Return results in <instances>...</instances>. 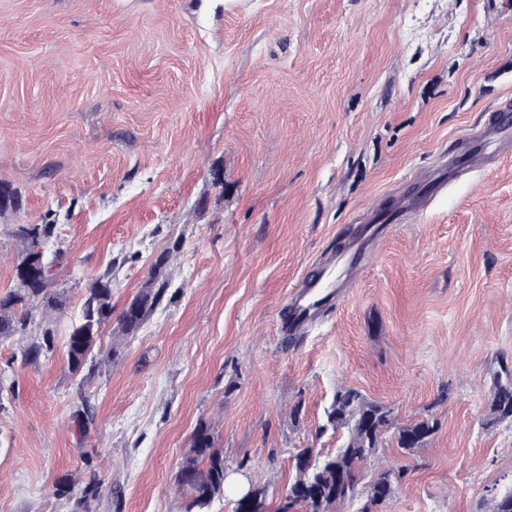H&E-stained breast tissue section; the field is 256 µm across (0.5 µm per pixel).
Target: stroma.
Here are the masks:
<instances>
[{"label": "stroma", "instance_id": "35a3bbf8", "mask_svg": "<svg viewBox=\"0 0 512 512\" xmlns=\"http://www.w3.org/2000/svg\"><path fill=\"white\" fill-rule=\"evenodd\" d=\"M503 112L512 0H0V182L22 196L0 217V296L17 224L56 226L61 332L89 282L111 279L117 316L170 256L141 329L96 342L112 365L0 342V512H75L93 476L90 512H187L176 475L202 427L227 465L209 512L251 488L275 512L296 454L341 445L324 413L340 386L439 428L408 454L385 434L332 512H361L400 466L371 512H488L512 490V423L486 411L512 361V147L481 137ZM478 154L284 342L292 288L394 194ZM404 474L405 470L402 468L386 469L378 473L368 488L370 502L376 505L391 498L396 486L403 479Z\"/></svg>", "mask_w": 512, "mask_h": 512}]
</instances>
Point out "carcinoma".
Returning <instances> with one entry per match:
<instances>
[{"label": "carcinoma", "instance_id": "1", "mask_svg": "<svg viewBox=\"0 0 512 512\" xmlns=\"http://www.w3.org/2000/svg\"><path fill=\"white\" fill-rule=\"evenodd\" d=\"M22 206L18 191L0 186V215L19 210ZM55 224H16L12 236L21 245L20 264L40 255L43 244L53 237ZM168 263L163 253L151 265L146 286L123 308L117 320V333L122 337L137 333L161 302L168 287L160 280L162 269ZM16 287L0 298V341L17 335H28L29 327L40 332L30 336L24 356L36 360L53 350L56 331L45 319L61 310L66 299L54 288L55 272L42 279L15 277ZM112 322V280L99 278L85 287L81 319L73 324L66 337L67 358L71 371L79 372L87 364L102 326ZM492 420H512V371L503 365L494 378L488 399ZM327 419L333 428L346 429L347 440L333 455L323 459L310 455L306 448L297 454L295 477L284 501L276 512H294L301 507L305 512H331L334 505L353 498L358 493V470L375 452L384 432L395 428L397 447L413 451L427 446L438 430V420L428 415L415 422L394 427L392 410L370 401L358 390L341 386L336 389L333 402L327 409ZM405 474L402 468L381 471L368 488L373 504L391 498ZM224 454L213 446L211 435L198 430L193 438L192 453L184 461L177 478L179 486L190 494L188 512H208L212 500L224 494ZM262 490L246 494L236 501L235 512H263Z\"/></svg>", "mask_w": 512, "mask_h": 512}]
</instances>
